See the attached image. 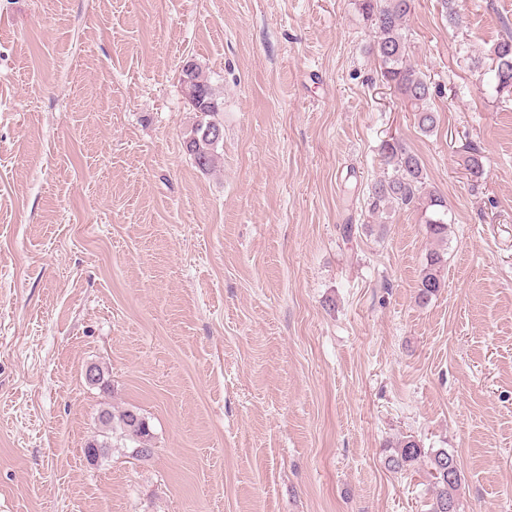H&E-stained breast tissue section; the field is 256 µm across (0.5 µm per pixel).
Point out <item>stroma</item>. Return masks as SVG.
<instances>
[{
	"label": "stroma",
	"instance_id": "1",
	"mask_svg": "<svg viewBox=\"0 0 512 512\" xmlns=\"http://www.w3.org/2000/svg\"><path fill=\"white\" fill-rule=\"evenodd\" d=\"M456 9L407 21L426 136L359 0H0V512H428L385 465L407 436L455 451L458 512H512V97L471 65L512 0ZM187 58L223 102L208 172ZM392 138L448 202L425 305L418 213L367 207ZM107 406L149 459H86ZM98 420L102 427V434L99 436L103 439L102 441L93 439L88 442L84 449L85 456L87 449L97 451L99 457L103 456L108 448H112V443L108 440L113 438L117 430L120 439L131 444V447L123 446V448H132L133 458L144 460L152 456L153 433L149 422L138 408H127L119 411L118 414L114 410L105 408L100 411Z\"/></svg>",
	"mask_w": 512,
	"mask_h": 512
}]
</instances>
